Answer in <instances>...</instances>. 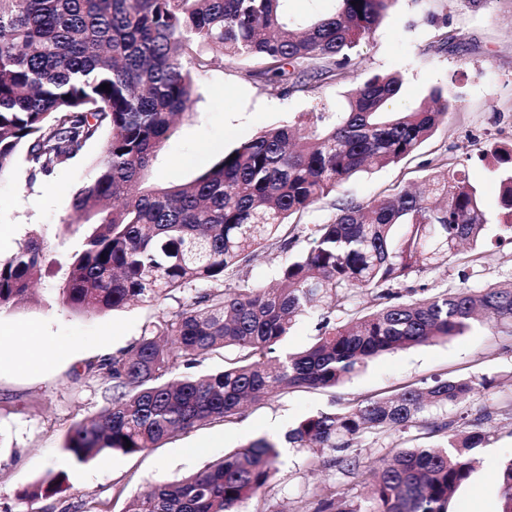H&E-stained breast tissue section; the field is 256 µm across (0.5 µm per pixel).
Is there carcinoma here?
<instances>
[{
    "label": "carcinoma",
    "mask_w": 512,
    "mask_h": 512,
    "mask_svg": "<svg viewBox=\"0 0 512 512\" xmlns=\"http://www.w3.org/2000/svg\"><path fill=\"white\" fill-rule=\"evenodd\" d=\"M289 2L0 0V178L20 156L34 181L88 144L102 147L103 159L71 203V223L93 231L71 257L63 304L101 313L192 291L128 350L89 365L112 380V399L70 428L64 449L75 463L105 450L149 452L178 432L229 421L277 390L333 389L370 358L461 335L479 315L512 336V282L431 296L411 289L409 300L395 289L456 258L461 244L477 246L492 223L512 241V146L490 149L500 188L494 217L463 163L439 164L427 194L401 188L365 206L346 200L334 217L309 227L311 247L280 267L277 287L227 284L259 250L290 249L299 238L285 231L292 216L358 173L415 155L456 106L439 90L432 107L390 114L402 77L375 74L348 94L331 124L318 116L299 138L285 121L224 151L187 183L151 182L158 152L188 114L195 76L214 65L215 53L245 63L248 79L288 97L348 73L354 48L397 0H336L334 13L305 18ZM43 262L36 237L0 261V310L28 298ZM360 290L376 292L380 308L357 307ZM325 299L315 342L275 355L297 318ZM345 304L348 318L338 323L336 308ZM226 349L237 357L223 370L193 372ZM483 386L435 377L308 415L280 437L256 438L195 473L151 486L123 512H234L265 495L281 448H312L332 473L333 484L297 512H448L475 468L473 450L487 444L479 423L491 418L485 410L472 421L450 420L448 406ZM397 433L409 446L371 462L350 451L361 436ZM421 436L446 442L411 445ZM497 481L499 512H512V458ZM63 482L58 473L24 496L57 494ZM347 484L370 497H351Z\"/></svg>",
    "instance_id": "cac0c4a2"
}]
</instances>
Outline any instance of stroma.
<instances>
[{"instance_id": "1", "label": "stroma", "mask_w": 512, "mask_h": 512, "mask_svg": "<svg viewBox=\"0 0 512 512\" xmlns=\"http://www.w3.org/2000/svg\"><path fill=\"white\" fill-rule=\"evenodd\" d=\"M356 65L336 82L281 99L245 80L242 66L227 60L197 78L192 114L165 142L155 164L164 185L190 181L221 158L225 149L259 131L290 120L307 127L312 110L343 111L348 90L370 73H397L400 94L393 112H410L436 88L458 104L434 136L414 156L397 165L364 172L336 194L296 215L297 224H318L333 216L340 200L366 205L407 185L423 184L430 161H466L490 213L499 210L498 179L491 162L476 154L492 142H512V0H398L377 31L354 50ZM102 157L100 144L88 145L52 176L29 183L25 163L0 178V260L13 256L29 237H39L46 263L32 297L0 310V347L13 357L37 356L21 370L0 364V512H122L137 494L161 480L198 471L247 442L282 435L303 417L344 407L350 400L389 394L434 376L486 378L489 389L449 408V417L482 423L487 447L477 449L480 464L455 493L448 512H498L497 472L512 457V338L478 325L445 341L386 353L345 384L329 390H303L274 397L230 422H212L183 432L143 455L102 452L82 465L64 450L69 429L97 414L112 395L109 379L88 372L104 356L129 348L144 328L176 307L166 299L96 314H77L63 305V287L72 251L90 233L69 221L72 195L91 165ZM483 258L467 254L411 276V288L438 293L459 287L486 288L512 282V244L487 238ZM278 471L265 498L240 503L238 512H288L312 496L326 474L303 450L280 451ZM67 475L64 490L35 499L23 493L48 470Z\"/></svg>"}]
</instances>
